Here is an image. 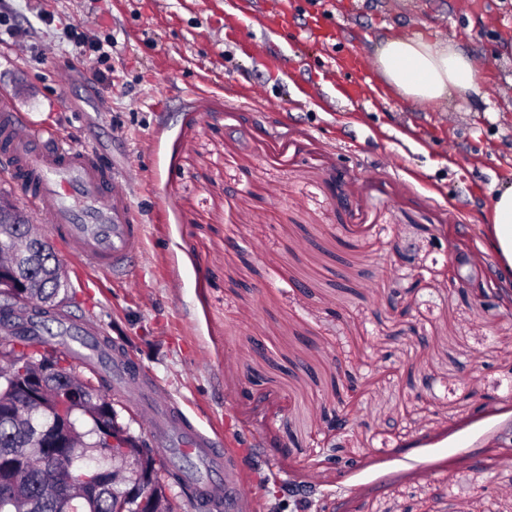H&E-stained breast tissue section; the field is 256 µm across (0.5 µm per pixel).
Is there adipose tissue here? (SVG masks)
I'll use <instances>...</instances> for the list:
<instances>
[{
	"mask_svg": "<svg viewBox=\"0 0 512 512\" xmlns=\"http://www.w3.org/2000/svg\"><path fill=\"white\" fill-rule=\"evenodd\" d=\"M386 80L402 95L431 105L455 94L479 90L477 62L445 42L403 35L383 40L376 49ZM492 245L502 266L512 270V185L499 189L492 203Z\"/></svg>",
	"mask_w": 512,
	"mask_h": 512,
	"instance_id": "adipose-tissue-1",
	"label": "adipose tissue"
}]
</instances>
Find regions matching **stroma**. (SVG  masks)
<instances>
[{"label": "stroma", "instance_id": "35a3bbf8", "mask_svg": "<svg viewBox=\"0 0 512 512\" xmlns=\"http://www.w3.org/2000/svg\"><path fill=\"white\" fill-rule=\"evenodd\" d=\"M0 91L96 149L143 225L127 272L59 251L65 312L231 448L245 512H512V0H0ZM112 44L89 60L67 35ZM419 33L480 92L404 98L380 39ZM479 255L448 287V246ZM414 280L393 299L387 262ZM491 396L483 411L478 397ZM359 424L337 432L334 418ZM492 245L502 266L512 270V185L498 190L492 203Z\"/></svg>", "mask_w": 512, "mask_h": 512}]
</instances>
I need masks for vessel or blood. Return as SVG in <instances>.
I'll return each mask as SVG.
<instances>
[{
    "mask_svg": "<svg viewBox=\"0 0 512 512\" xmlns=\"http://www.w3.org/2000/svg\"><path fill=\"white\" fill-rule=\"evenodd\" d=\"M0 154L7 158L12 179L32 212L47 221L68 252L102 271L126 270L142 227L118 176L94 151L41 142L32 126L1 98ZM109 359L113 388L133 389L141 399L155 402L157 446L166 456L186 454L198 460V467L184 475L194 490L196 512H207L215 499L222 512H238L241 498L220 500L214 491L217 477L232 475L220 439L196 429L176 404L158 401L156 389L131 360L117 353Z\"/></svg>",
    "mask_w": 512,
    "mask_h": 512,
    "instance_id": "b4317fda",
    "label": "vessel or blood"
}]
</instances>
